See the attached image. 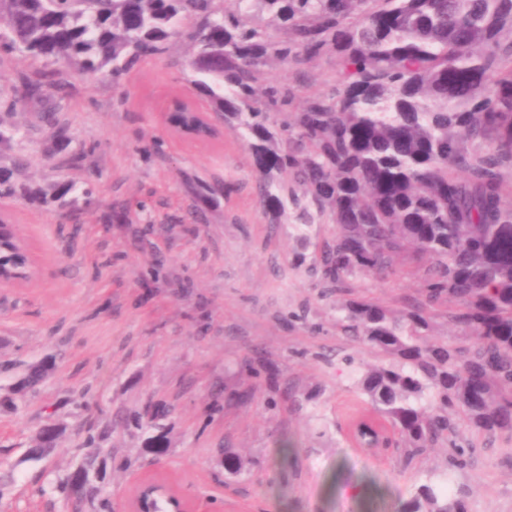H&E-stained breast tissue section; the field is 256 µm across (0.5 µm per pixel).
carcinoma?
I'll return each instance as SVG.
<instances>
[{"label":"carcinoma","mask_w":512,"mask_h":512,"mask_svg":"<svg viewBox=\"0 0 512 512\" xmlns=\"http://www.w3.org/2000/svg\"><path fill=\"white\" fill-rule=\"evenodd\" d=\"M0 0V55L24 53L36 67L20 72L0 112L41 107V123L65 138L52 91L66 83L64 64L86 74L108 71L115 84L143 60L168 56L174 39L189 48L195 95L175 99L167 115L181 131L207 115L241 130L257 174L259 198L276 224L288 211L328 213L336 235L321 246L324 288L340 293L352 278L384 277L399 257L427 260L424 298L398 313L374 300L347 299L345 335L388 362L361 372L359 391L391 433L362 422L363 448H398L411 461L454 431L512 432V204L502 171L512 168V0ZM267 13L265 25L251 22ZM331 53L339 88L304 101L268 81L272 61L304 65ZM13 168H0V199H32ZM303 189L298 195L284 177ZM225 186H195L209 206ZM88 188L66 184L52 199L71 208ZM26 262L15 226L0 232V266ZM448 305V321L474 339L462 350L429 336L430 310ZM31 363L8 395L11 407L44 379ZM166 409L130 415L154 454L169 448ZM46 422L29 449L38 460L55 448ZM97 458L87 456L61 482L72 497ZM224 468L247 463L224 452ZM397 512H468L465 494L427 481Z\"/></svg>","instance_id":"cac0c4a2"}]
</instances>
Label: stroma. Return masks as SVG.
I'll return each mask as SVG.
<instances>
[{
  "instance_id": "1",
  "label": "stroma",
  "mask_w": 512,
  "mask_h": 512,
  "mask_svg": "<svg viewBox=\"0 0 512 512\" xmlns=\"http://www.w3.org/2000/svg\"><path fill=\"white\" fill-rule=\"evenodd\" d=\"M184 61L176 41L118 85L71 73L61 92L64 143L36 122L38 105L10 117L32 188L72 181L93 194L74 209L0 199L36 270L0 287V390L25 364L55 361L18 410H0V512H125L153 478L204 512H397L429 476L449 492L466 490L469 512H512V433L461 427L411 460L352 442V422L372 414L356 380L383 358L344 335L340 305L372 297L401 310L421 299V273L401 259L392 275L325 293L315 263L336 232L329 215L314 214L300 240L294 213L269 222L239 130L223 126L203 142L166 123L172 100L192 96ZM264 76L288 83L300 101L338 84L329 55ZM191 179L228 190L203 208ZM136 200L145 211L113 221ZM157 403L170 407L160 457L121 423ZM49 419L62 428L56 449L27 460ZM454 444L465 450L459 467L448 464ZM224 449L248 459L249 473L228 474ZM92 452L103 470L72 502L57 486Z\"/></svg>"
}]
</instances>
